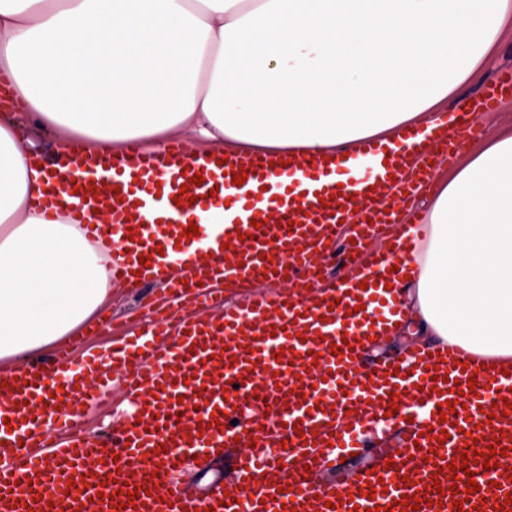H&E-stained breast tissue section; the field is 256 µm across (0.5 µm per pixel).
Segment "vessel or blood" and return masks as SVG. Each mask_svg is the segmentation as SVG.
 Wrapping results in <instances>:
<instances>
[{
	"label": "vessel or blood",
	"instance_id": "1",
	"mask_svg": "<svg viewBox=\"0 0 512 512\" xmlns=\"http://www.w3.org/2000/svg\"><path fill=\"white\" fill-rule=\"evenodd\" d=\"M512 96V73L488 87L473 108L493 111ZM470 120L451 131L432 134L412 128L399 150L367 140L361 155L375 175L362 183L333 186L324 177L326 159H292L269 182L265 157L195 158L180 143L143 153L129 143L107 159L75 147L69 167L56 175L36 208L69 210L76 221L99 209L132 240L112 258V279L135 288L143 263L161 269L169 254L202 256L198 275L172 283L168 314L148 312L135 336L112 342V366L121 372L126 401L121 421L112 429V446L82 433L90 394L78 390L74 376L47 395L45 379L58 368L21 371L8 377L0 399V512H84L96 496L98 512H370L400 500L419 504L420 512H512V375L497 368L474 372L449 364L444 350L407 351L361 369L365 345L399 314L384 291V280L407 274L397 264L406 253L372 254L368 242L376 225H406L403 208L372 211L367 200L383 188L410 200L427 181L429 143L474 137ZM202 173V184L192 181ZM245 175L233 196L226 185ZM193 205H176L180 186ZM223 206L224 219L202 224L197 236L182 239L183 215ZM364 217L349 229L352 239L342 264L339 287L322 289L320 274L334 255L341 219L354 208ZM292 281L291 290L254 292L260 281ZM214 281L244 291V298L224 303L211 290ZM223 304L216 318L203 309ZM349 350H341V343ZM456 412L441 418L439 407ZM396 413H389V406ZM349 414L350 424L339 423ZM389 416L404 426L399 453L380 449V466L365 469L341 485L328 482L339 455L360 452L363 428ZM60 421L66 438L51 461L38 448L47 438L44 418ZM446 443H439L441 433ZM501 442L506 455L488 465L475 454ZM465 451L475 465L479 491L467 492V476L449 480L445 470L453 455ZM224 459L232 469L238 496L213 484L200 498L189 497L175 474L186 456ZM392 466H384V459ZM74 486H67V479ZM382 482L383 490L370 486ZM441 487V503L420 502V494ZM141 492L140 502L113 507L116 492ZM461 508H454V501Z\"/></svg>",
	"mask_w": 512,
	"mask_h": 512
}]
</instances>
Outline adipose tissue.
I'll return each mask as SVG.
<instances>
[{
    "label": "adipose tissue",
    "mask_w": 512,
    "mask_h": 512,
    "mask_svg": "<svg viewBox=\"0 0 512 512\" xmlns=\"http://www.w3.org/2000/svg\"><path fill=\"white\" fill-rule=\"evenodd\" d=\"M512 29V0H0V80L37 126L107 157L189 136L225 153L347 158L442 125L445 104ZM0 115V376L106 304L119 235L32 203L33 164ZM393 285L385 340L512 368V128L438 184Z\"/></svg>",
    "instance_id": "adipose-tissue-1"
}]
</instances>
